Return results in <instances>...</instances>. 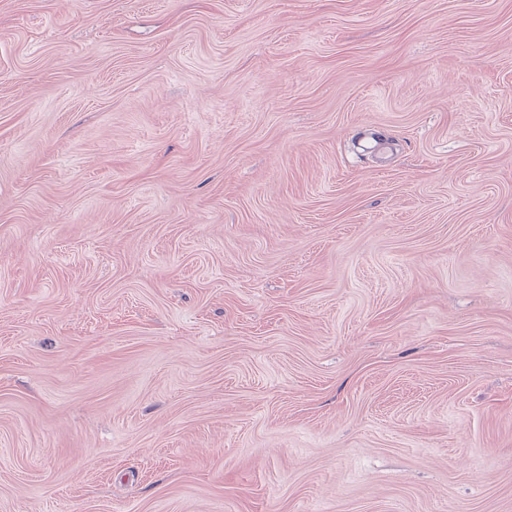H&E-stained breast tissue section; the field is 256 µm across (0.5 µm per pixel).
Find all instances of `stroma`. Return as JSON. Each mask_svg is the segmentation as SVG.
Instances as JSON below:
<instances>
[{
    "instance_id": "35a3bbf8",
    "label": "stroma",
    "mask_w": 512,
    "mask_h": 512,
    "mask_svg": "<svg viewBox=\"0 0 512 512\" xmlns=\"http://www.w3.org/2000/svg\"><path fill=\"white\" fill-rule=\"evenodd\" d=\"M0 512H512V0H0Z\"/></svg>"
}]
</instances>
